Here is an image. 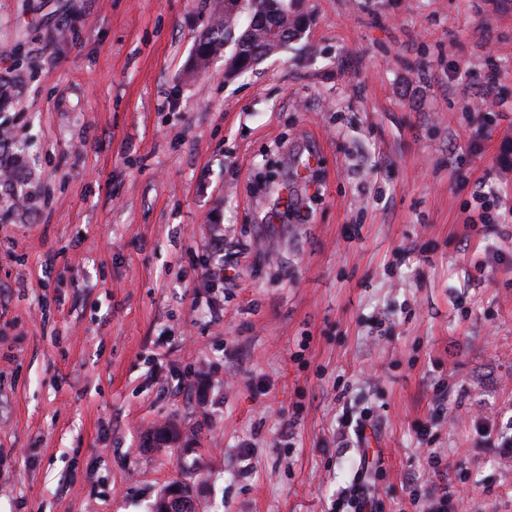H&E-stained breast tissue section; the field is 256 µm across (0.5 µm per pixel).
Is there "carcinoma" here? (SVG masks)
Segmentation results:
<instances>
[{
	"label": "carcinoma",
	"mask_w": 512,
	"mask_h": 512,
	"mask_svg": "<svg viewBox=\"0 0 512 512\" xmlns=\"http://www.w3.org/2000/svg\"><path fill=\"white\" fill-rule=\"evenodd\" d=\"M215 9V17L209 27L199 36V54L194 67H205L214 57L224 52L228 42H233L232 53L254 59L257 51L269 47L265 41L266 28L275 27L281 40L275 45L279 49L299 37L301 29L298 14L292 11L288 0H246L243 12L251 16L258 13L265 21V26L248 24L243 32H238L240 15L227 16L224 13L223 0Z\"/></svg>",
	"instance_id": "1"
}]
</instances>
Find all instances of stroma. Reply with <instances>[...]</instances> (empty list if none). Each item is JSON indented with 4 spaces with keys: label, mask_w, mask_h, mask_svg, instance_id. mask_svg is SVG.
<instances>
[{
    "label": "stroma",
    "mask_w": 512,
    "mask_h": 512,
    "mask_svg": "<svg viewBox=\"0 0 512 512\" xmlns=\"http://www.w3.org/2000/svg\"><path fill=\"white\" fill-rule=\"evenodd\" d=\"M301 3L0 0V512H512V0ZM218 0L219 7L214 10L215 17L209 27L199 36V54L194 61V67L198 70L205 67L214 57L224 52V47L232 38L234 31L232 54H239L242 57H232L229 61L231 73L240 74L243 71L253 68L257 61L255 59L257 50L262 49L260 56L266 54L265 48L275 47L277 50L286 45L292 39L300 38L299 15L304 27L308 25L309 17L297 11H292L290 4L292 0ZM224 2V6H223ZM256 2V4H253ZM289 2V5H288ZM227 13L235 16H226ZM240 12V13H239ZM249 17V24L246 29L236 34L239 28L240 17L243 14ZM259 13L268 28L277 27L281 40L278 44H269L265 41L266 28L252 24V15ZM237 14V15H236ZM231 54V55H232ZM369 463L360 459L354 479V484L349 492V499L336 503L338 511H354V512H374L379 510V502L377 500V490L375 482L372 481L368 471ZM340 508L342 510H340ZM349 508L351 510H344Z\"/></svg>",
    "instance_id": "35a3bbf8"
}]
</instances>
